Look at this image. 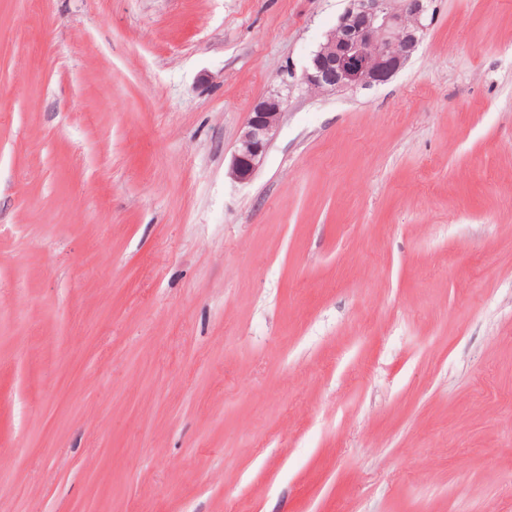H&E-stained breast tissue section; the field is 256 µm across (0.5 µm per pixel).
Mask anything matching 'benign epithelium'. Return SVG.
I'll return each mask as SVG.
<instances>
[{
    "instance_id": "7a95c632",
    "label": "benign epithelium",
    "mask_w": 512,
    "mask_h": 512,
    "mask_svg": "<svg viewBox=\"0 0 512 512\" xmlns=\"http://www.w3.org/2000/svg\"><path fill=\"white\" fill-rule=\"evenodd\" d=\"M432 0H349L336 26L313 53L301 84L315 92H341L384 83L411 59L432 23ZM277 95L257 101L240 129L231 176L249 180L280 123Z\"/></svg>"
}]
</instances>
